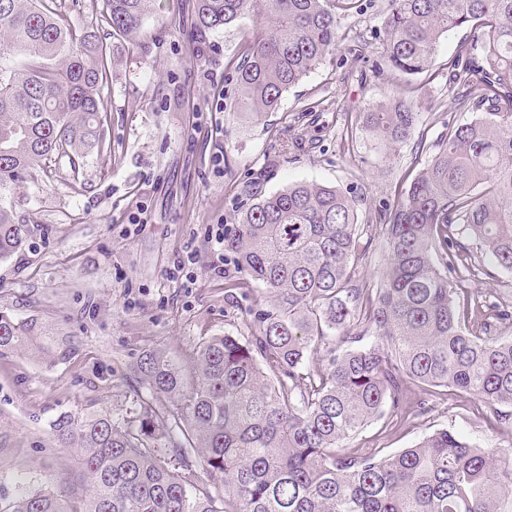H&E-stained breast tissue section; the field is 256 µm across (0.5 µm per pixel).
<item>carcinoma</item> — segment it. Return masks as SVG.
<instances>
[{"label":"carcinoma","instance_id":"cac0c4a2","mask_svg":"<svg viewBox=\"0 0 512 512\" xmlns=\"http://www.w3.org/2000/svg\"><path fill=\"white\" fill-rule=\"evenodd\" d=\"M153 0H103L100 28L136 39ZM359 0H196L197 26L245 15L261 27L229 63L255 117L339 46L337 17ZM66 0H0V258L25 231L6 193L63 159L80 172L104 146L110 52L74 24ZM466 30L448 58L453 102L475 116L448 126L438 152L378 215L387 266L378 288L358 274L372 225L339 188L299 182L262 196L224 229V258L261 285L248 335L204 339L186 359L144 353L149 385L137 415L57 421L83 450L90 493L80 512H512V448H479L441 429L410 448H347L370 422L448 394L512 407V306L463 287L471 250L512 271V0H388L381 58L404 75L429 72L437 44ZM410 84L363 124L394 149L417 120ZM30 327L0 313V347L28 345ZM326 352L327 364L308 357ZM169 400L164 404L163 400ZM166 438L168 460L154 442ZM201 467L223 494L189 479ZM0 512H68L51 491Z\"/></svg>","mask_w":512,"mask_h":512}]
</instances>
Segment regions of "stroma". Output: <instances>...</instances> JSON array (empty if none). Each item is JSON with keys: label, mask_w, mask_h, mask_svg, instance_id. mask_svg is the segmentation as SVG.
I'll use <instances>...</instances> for the list:
<instances>
[{"label": "stroma", "mask_w": 512, "mask_h": 512, "mask_svg": "<svg viewBox=\"0 0 512 512\" xmlns=\"http://www.w3.org/2000/svg\"><path fill=\"white\" fill-rule=\"evenodd\" d=\"M195 4L154 0L142 38L111 39L106 149L92 150L79 175L61 162L7 197L16 223L32 231L21 251L0 259V312L32 325L33 340L0 347V505L52 490L77 506L89 491L81 451L60 445L55 421H122L136 409L143 352L180 361L207 337L243 332L255 284L234 265L213 270L210 230L234 226L250 194L316 181L373 218L431 160L449 123L471 118L451 104L443 71L465 36L455 30L438 43L437 78H407L417 89L412 138L390 151L364 130L360 113L384 102L398 79L375 68L382 0L340 16L335 53L284 93L277 111L248 118L225 76L255 20L200 34ZM189 249L196 262L186 285L167 271ZM442 428L483 448H512L497 407L465 393L421 415L374 420L348 445L391 453Z\"/></svg>", "instance_id": "obj_1"}]
</instances>
